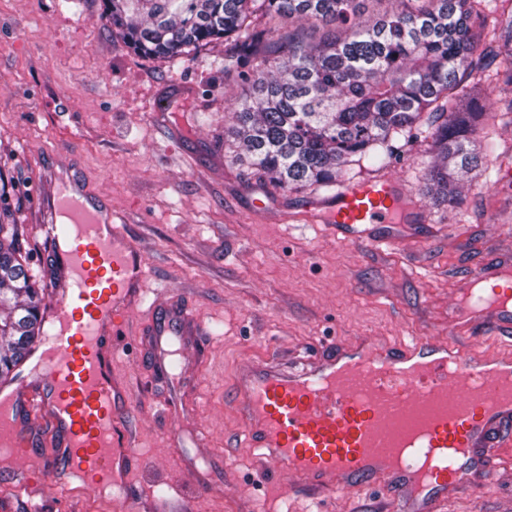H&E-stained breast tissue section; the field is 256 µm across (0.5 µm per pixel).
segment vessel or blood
I'll use <instances>...</instances> for the list:
<instances>
[{"mask_svg":"<svg viewBox=\"0 0 512 512\" xmlns=\"http://www.w3.org/2000/svg\"><path fill=\"white\" fill-rule=\"evenodd\" d=\"M36 204L61 217L40 230L57 238L62 281L43 302L49 331L32 350L47 366L38 394L21 384L0 387V451L28 456L21 432L45 412L64 435L60 460L72 478L91 492L121 487L137 442L124 418L133 393L113 376L104 339L123 332L131 309L144 303L148 271L139 246L90 192L73 185L37 196ZM317 209L331 230L359 240L362 225L393 223L395 212L409 214L410 205L384 178L347 185ZM471 280L473 289L456 302L465 324L482 336L511 335L512 270L481 269ZM157 310L148 306L157 318L159 357L203 335V324L178 305L167 304L161 318ZM506 363L511 352H489L481 340L463 347L415 336L396 346L359 337L300 365L275 354L241 362L233 403L243 443L256 451L269 490H281L287 477L313 495L343 481L386 485L403 493L409 512H436L449 490L491 479L499 448L512 442V388H504L500 371ZM413 413L420 416L416 433L389 435L390 421ZM398 448L430 459L426 473L370 466Z\"/></svg>","mask_w":512,"mask_h":512,"instance_id":"vessel-or-blood-1","label":"vessel or blood"}]
</instances>
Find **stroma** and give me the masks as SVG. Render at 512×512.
Wrapping results in <instances>:
<instances>
[{
    "label": "stroma",
    "mask_w": 512,
    "mask_h": 512,
    "mask_svg": "<svg viewBox=\"0 0 512 512\" xmlns=\"http://www.w3.org/2000/svg\"><path fill=\"white\" fill-rule=\"evenodd\" d=\"M102 13V0H0V172L14 186L8 204L37 279L51 276L35 194L69 172L139 245L158 300L206 327L164 372L143 310L118 338L112 371L134 393L126 416L138 430L127 499L141 512H400L392 493L375 500L354 486L316 501L292 486L270 501L242 442L232 376L241 360L274 349L301 355L359 336L447 340L469 275L512 258V176L488 164L464 177L462 204L438 206L422 193L425 144H401L386 174L421 219L395 225L392 248L352 242L307 219L328 191L276 188L237 159L225 107L241 86L224 67L223 42L176 62L145 58ZM180 428L199 445L174 448ZM26 432L36 451L22 465L41 491L17 495L15 464L0 460V512H124L63 470L45 473L61 446L48 417ZM500 454L493 481L449 493L444 512H512V447Z\"/></svg>",
    "instance_id": "obj_1"
}]
</instances>
